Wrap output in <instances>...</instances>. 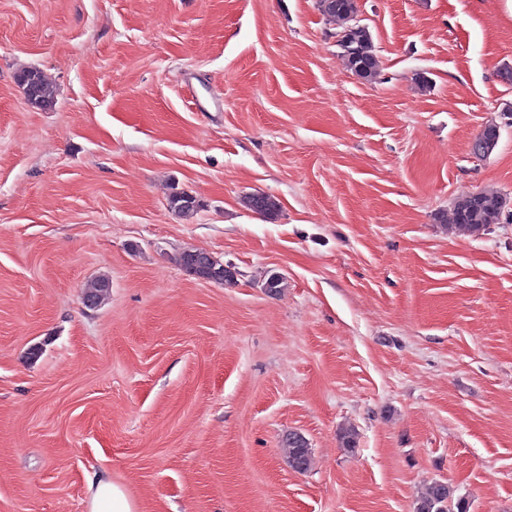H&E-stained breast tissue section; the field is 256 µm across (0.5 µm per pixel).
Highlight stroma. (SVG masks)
<instances>
[{
    "mask_svg": "<svg viewBox=\"0 0 512 512\" xmlns=\"http://www.w3.org/2000/svg\"><path fill=\"white\" fill-rule=\"evenodd\" d=\"M358 5L373 83L315 0H0V512H86L99 472L136 512H512V223L434 219L512 198V11ZM18 82L23 89L29 105L35 108H46L54 103V89L36 69L24 71L19 74ZM503 197L494 192H475L458 196L452 203V224L458 231L477 233L486 231L491 224L512 221V213L501 206ZM290 466L299 472L307 471L311 464V452L307 439L298 432H290L283 442ZM451 490L442 481L428 484L417 500L415 512H470L469 502L458 499L451 505Z\"/></svg>",
    "mask_w": 512,
    "mask_h": 512,
    "instance_id": "35a3bbf8",
    "label": "stroma"
}]
</instances>
